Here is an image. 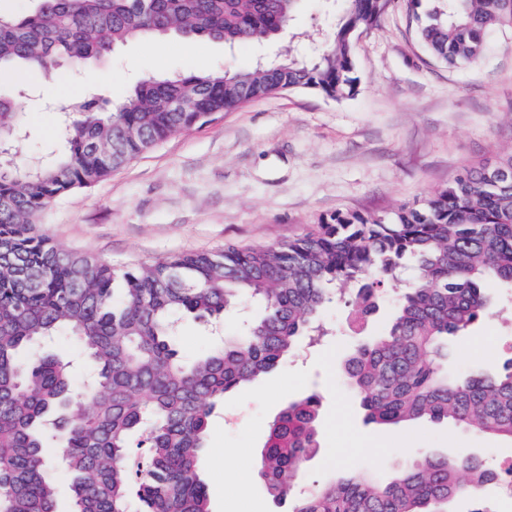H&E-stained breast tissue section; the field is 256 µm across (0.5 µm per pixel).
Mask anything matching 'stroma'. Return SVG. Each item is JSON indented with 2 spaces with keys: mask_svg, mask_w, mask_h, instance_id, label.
Returning <instances> with one entry per match:
<instances>
[{
  "mask_svg": "<svg viewBox=\"0 0 512 512\" xmlns=\"http://www.w3.org/2000/svg\"><path fill=\"white\" fill-rule=\"evenodd\" d=\"M292 46L311 58L321 44L283 39L230 48L161 35L121 45L80 70L38 73L23 102L26 137L14 162L56 148L71 87L116 104L140 76L249 69ZM354 67L352 96L292 91L216 115L55 200L41 232L118 270L230 243L270 245L339 211L390 214L464 166L512 148V28L490 33L480 60L455 67L425 52L400 4L358 36ZM105 76L112 85L102 84ZM491 294L490 316L452 340L459 366L512 357V288L496 283ZM349 314L344 302L332 301L322 312L327 336L302 340L275 372L225 394L201 460L210 512H290V502L266 493L257 459L271 421L312 393L321 399L320 449L298 482L299 496L358 467L389 476L410 456L450 451L491 463L512 455L510 440L447 423H366L340 374L358 337Z\"/></svg>",
  "mask_w": 512,
  "mask_h": 512,
  "instance_id": "obj_1",
  "label": "stroma"
}]
</instances>
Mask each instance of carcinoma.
<instances>
[{
  "instance_id": "obj_1",
  "label": "carcinoma",
  "mask_w": 512,
  "mask_h": 512,
  "mask_svg": "<svg viewBox=\"0 0 512 512\" xmlns=\"http://www.w3.org/2000/svg\"><path fill=\"white\" fill-rule=\"evenodd\" d=\"M336 30L312 63L199 71L137 81L122 102L90 94L72 106L63 149L0 168V512H55L44 449L60 448L74 512H210L200 473L206 431L224 394L273 372L300 338L324 334L336 295L364 325L387 284L414 272L385 330L345 355L341 375L368 423L417 420L512 440V358L496 371L448 368V337L491 312L489 280L512 285V152L466 166L389 217L337 212L286 243L175 255L129 270L51 241L39 219L169 137L260 98L310 90L350 96L355 37L398 0H342ZM424 49L466 65L487 35L512 27V0H405ZM299 0H40L0 18V68L80 66L130 40L178 34L234 47L278 37ZM0 97V128L18 147L17 97ZM245 296L263 308L240 337L185 361L176 318L217 320ZM67 331L94 368L75 387L58 356L21 351ZM319 396L289 402L270 423L258 473L282 502L319 447ZM143 448L141 457L133 448ZM495 473L449 451L405 463L386 479L354 469L292 503L291 512H448Z\"/></svg>"
}]
</instances>
